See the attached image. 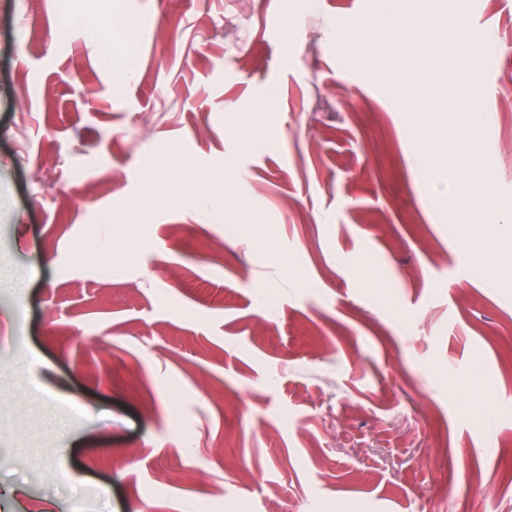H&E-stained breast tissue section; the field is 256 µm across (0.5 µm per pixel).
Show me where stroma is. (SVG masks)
<instances>
[{
    "label": "stroma",
    "mask_w": 512,
    "mask_h": 512,
    "mask_svg": "<svg viewBox=\"0 0 512 512\" xmlns=\"http://www.w3.org/2000/svg\"><path fill=\"white\" fill-rule=\"evenodd\" d=\"M383 10L0 0V512H512V281L418 158L467 114L345 55ZM466 11L501 48L476 108L512 204V0ZM245 118L274 141L242 151ZM173 149L205 205L152 185ZM446 446L500 471L491 502L422 465Z\"/></svg>",
    "instance_id": "1"
}]
</instances>
